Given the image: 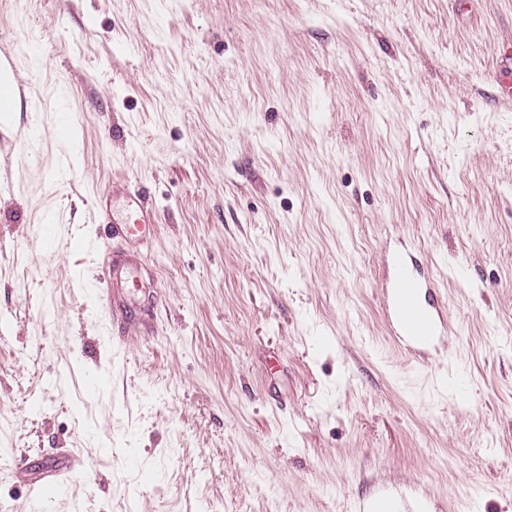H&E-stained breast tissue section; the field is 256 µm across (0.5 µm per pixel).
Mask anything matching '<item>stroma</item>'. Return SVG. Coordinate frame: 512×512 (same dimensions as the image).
Masks as SVG:
<instances>
[{
	"instance_id": "35a3bbf8",
	"label": "stroma",
	"mask_w": 512,
	"mask_h": 512,
	"mask_svg": "<svg viewBox=\"0 0 512 512\" xmlns=\"http://www.w3.org/2000/svg\"><path fill=\"white\" fill-rule=\"evenodd\" d=\"M505 46L512 0H0V512H512ZM135 192L145 246L95 206ZM394 248L451 329L415 355Z\"/></svg>"
}]
</instances>
